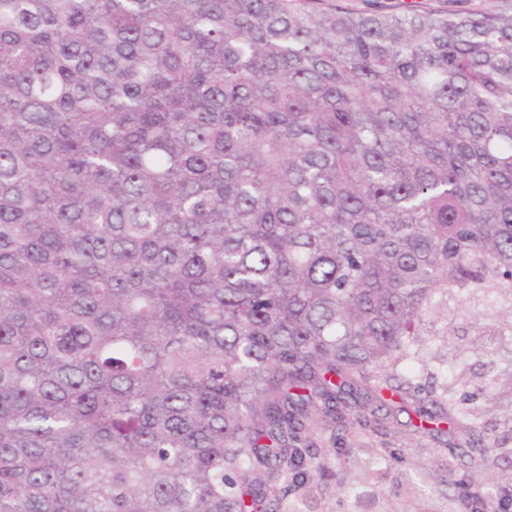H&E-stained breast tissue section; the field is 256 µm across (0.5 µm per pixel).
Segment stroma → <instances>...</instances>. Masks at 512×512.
<instances>
[{
  "mask_svg": "<svg viewBox=\"0 0 512 512\" xmlns=\"http://www.w3.org/2000/svg\"><path fill=\"white\" fill-rule=\"evenodd\" d=\"M359 11L401 12L412 5L422 11L495 14L512 11V0H340ZM458 313L452 325L437 322V333L423 337L420 347L433 356L435 374L420 372L415 379L419 392L407 394L408 412L397 413L386 430H357L336 439L315 430L316 447L322 448L326 466L322 476L303 493H289L301 512H340L339 489L358 484L364 496L354 512H381L383 505L398 507L406 501L402 473L412 471L427 490L423 512H460L465 487H479L471 469L452 454L462 434L432 435L421 430L413 407L435 398L458 399L463 386H486L484 394L464 402L487 439L495 446L485 458L483 470L500 485L512 487V335L501 332L500 322L512 317V304L482 294L469 299H449Z\"/></svg>",
  "mask_w": 512,
  "mask_h": 512,
  "instance_id": "1",
  "label": "stroma"
}]
</instances>
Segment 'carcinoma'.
Returning a JSON list of instances; mask_svg holds the SVG:
<instances>
[{
	"mask_svg": "<svg viewBox=\"0 0 512 512\" xmlns=\"http://www.w3.org/2000/svg\"><path fill=\"white\" fill-rule=\"evenodd\" d=\"M501 288L512 12L0 0V512H280Z\"/></svg>",
	"mask_w": 512,
	"mask_h": 512,
	"instance_id": "carcinoma-1",
	"label": "carcinoma"
}]
</instances>
